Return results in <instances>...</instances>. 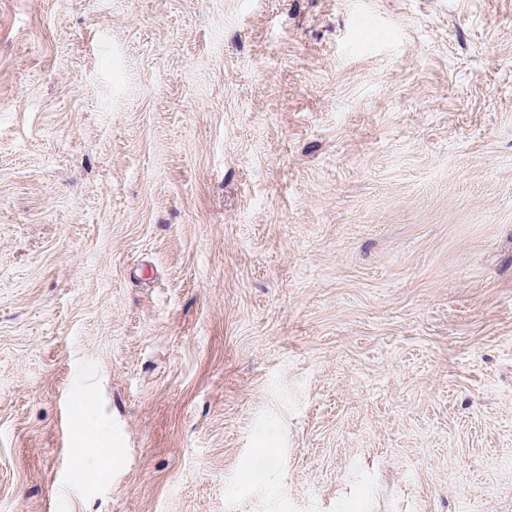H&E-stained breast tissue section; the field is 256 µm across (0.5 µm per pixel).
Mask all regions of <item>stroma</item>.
<instances>
[{"label": "stroma", "mask_w": 512, "mask_h": 512, "mask_svg": "<svg viewBox=\"0 0 512 512\" xmlns=\"http://www.w3.org/2000/svg\"><path fill=\"white\" fill-rule=\"evenodd\" d=\"M469 498L512 512V0H0V512Z\"/></svg>", "instance_id": "stroma-1"}]
</instances>
